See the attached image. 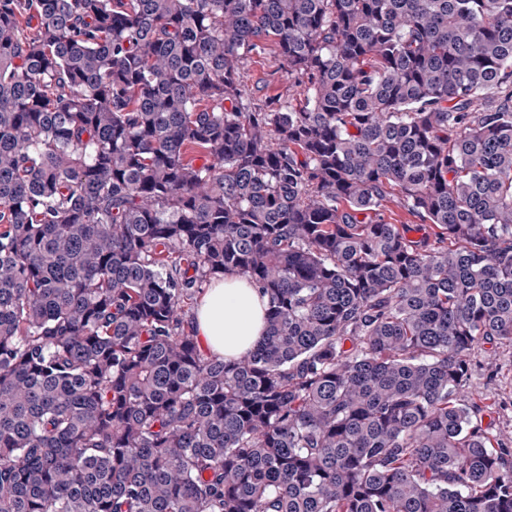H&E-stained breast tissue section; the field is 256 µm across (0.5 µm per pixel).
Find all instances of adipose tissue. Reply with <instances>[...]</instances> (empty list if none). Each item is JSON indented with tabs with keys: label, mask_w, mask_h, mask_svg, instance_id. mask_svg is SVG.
<instances>
[{
	"label": "adipose tissue",
	"mask_w": 512,
	"mask_h": 512,
	"mask_svg": "<svg viewBox=\"0 0 512 512\" xmlns=\"http://www.w3.org/2000/svg\"><path fill=\"white\" fill-rule=\"evenodd\" d=\"M267 300L239 275L214 280L197 308L194 334L211 353L232 359L252 348L266 328Z\"/></svg>",
	"instance_id": "1"
}]
</instances>
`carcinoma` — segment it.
<instances>
[{
    "label": "carcinoma",
    "mask_w": 512,
    "mask_h": 512,
    "mask_svg": "<svg viewBox=\"0 0 512 512\" xmlns=\"http://www.w3.org/2000/svg\"><path fill=\"white\" fill-rule=\"evenodd\" d=\"M507 344L512 0H0V512H512ZM244 82L246 94L255 104L270 98L281 101L299 98L300 88L285 73L275 40H267L261 53L245 61ZM266 308V296L262 297L244 277L225 274L224 278L214 280L200 301L194 335L211 353L233 359L263 336ZM471 357L475 367L465 398L482 399L496 409L495 429L501 437L512 438V347L500 349L496 364H488L484 349L475 348ZM510 402V408L505 405Z\"/></svg>",
    "instance_id": "carcinoma-1"
}]
</instances>
